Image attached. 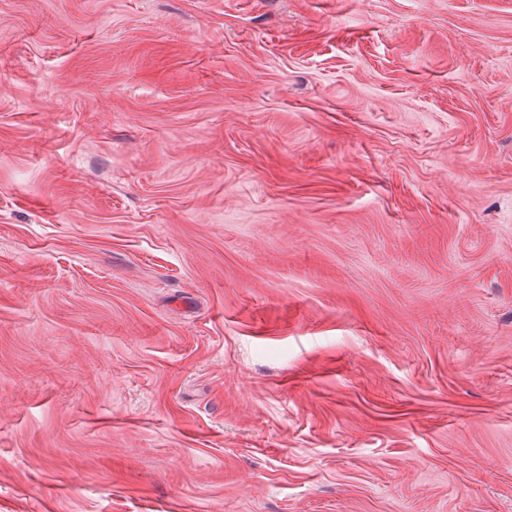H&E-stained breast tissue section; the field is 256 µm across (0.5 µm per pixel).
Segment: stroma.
I'll list each match as a JSON object with an SVG mask.
<instances>
[{"label":"stroma","instance_id":"stroma-1","mask_svg":"<svg viewBox=\"0 0 512 512\" xmlns=\"http://www.w3.org/2000/svg\"><path fill=\"white\" fill-rule=\"evenodd\" d=\"M0 512H512V0H0Z\"/></svg>","mask_w":512,"mask_h":512}]
</instances>
